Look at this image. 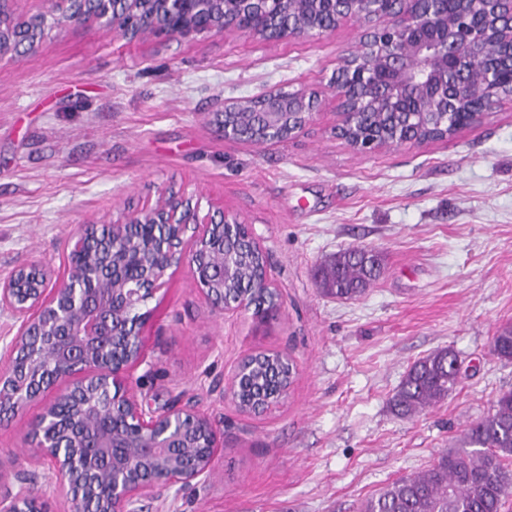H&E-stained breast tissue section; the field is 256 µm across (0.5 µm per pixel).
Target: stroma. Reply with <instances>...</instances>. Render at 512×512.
Here are the masks:
<instances>
[{
  "label": "stroma",
  "mask_w": 512,
  "mask_h": 512,
  "mask_svg": "<svg viewBox=\"0 0 512 512\" xmlns=\"http://www.w3.org/2000/svg\"><path fill=\"white\" fill-rule=\"evenodd\" d=\"M348 25L320 38L232 33L127 42L76 25L0 61V279L41 264L63 278L81 225L109 222L184 189L240 216L282 295L277 320L213 309L189 264L142 311L143 361L129 391L153 408L180 393L224 433L211 474L143 512H360L392 481L426 470L512 390V361L491 352L512 324V103L481 126L362 155L333 133L336 102L295 138L255 146L218 137L227 98L326 88L353 49ZM372 247L383 277L356 300L322 292L337 252ZM452 348L457 389L414 417L389 399L418 358ZM288 355L285 400L239 411L243 357ZM33 404L0 423V470L31 475Z\"/></svg>",
  "instance_id": "stroma-1"
}]
</instances>
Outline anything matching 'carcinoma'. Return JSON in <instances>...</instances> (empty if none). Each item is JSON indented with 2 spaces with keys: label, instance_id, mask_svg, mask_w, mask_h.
<instances>
[{
  "label": "carcinoma",
  "instance_id": "carcinoma-1",
  "mask_svg": "<svg viewBox=\"0 0 512 512\" xmlns=\"http://www.w3.org/2000/svg\"><path fill=\"white\" fill-rule=\"evenodd\" d=\"M233 276L224 280V297L250 291L255 305L268 304L274 294L260 287L265 257L241 233L224 234ZM379 253L369 247L338 252L322 271L325 292L355 299L381 276ZM492 352L512 360V325L493 336ZM290 360L271 353L249 358L238 382V406L250 410L280 402L293 382ZM460 383L458 355L436 349L415 361L389 400L401 417H412L448 398ZM512 492V391L501 393L487 415L471 423L459 441L446 448L425 471L395 480L369 499L363 512H501Z\"/></svg>",
  "mask_w": 512,
  "mask_h": 512
}]
</instances>
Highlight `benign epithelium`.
Listing matches in <instances>:
<instances>
[{
	"label": "benign epithelium",
	"instance_id": "benign-epithelium-1",
	"mask_svg": "<svg viewBox=\"0 0 512 512\" xmlns=\"http://www.w3.org/2000/svg\"><path fill=\"white\" fill-rule=\"evenodd\" d=\"M17 0H0V60L34 50L46 31L94 23L128 41L165 35L190 39L232 32L248 38L290 40L328 35L347 24L357 44L338 61L329 84L337 101L336 137L366 154L401 143L446 140L480 126L512 102V0H307L304 16L294 0H52L53 9L17 14ZM322 92L274 89L260 98H229L214 113L218 135L256 146L288 141L320 115ZM156 224L172 228L155 243L148 264L112 287V257L127 232L147 235ZM245 222L224 210L202 212L201 198L166 190L155 201L106 224L81 225L66 277L49 287L53 270L22 266L0 280V308L19 322L0 372V419L34 403L42 411L29 427L35 457L48 463V483L58 498L79 509L82 496L94 512H137L210 474L223 433L193 398L179 395L158 412L129 392L125 374L141 357V305L166 288L167 272L184 262L198 291L222 311L252 309L243 296L217 294L224 252L208 261L200 247L215 226ZM97 260L103 287L90 293L67 288L75 268ZM127 356L111 359L116 337ZM190 417L207 443L191 444L175 420ZM0 512H50L43 496L21 487L0 500Z\"/></svg>",
	"mask_w": 512,
	"mask_h": 512
}]
</instances>
